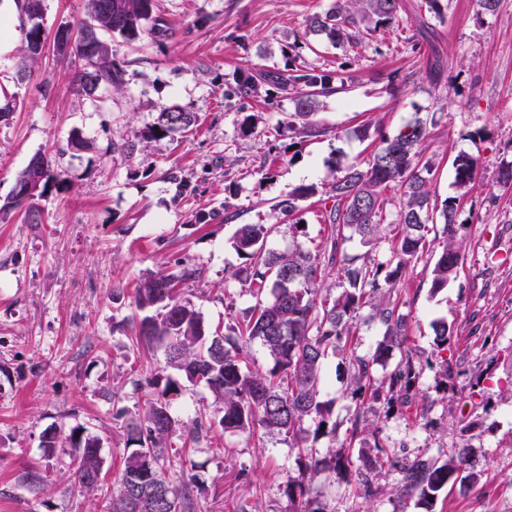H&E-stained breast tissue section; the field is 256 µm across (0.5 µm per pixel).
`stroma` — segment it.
<instances>
[{
  "label": "stroma",
  "instance_id": "obj_1",
  "mask_svg": "<svg viewBox=\"0 0 512 512\" xmlns=\"http://www.w3.org/2000/svg\"><path fill=\"white\" fill-rule=\"evenodd\" d=\"M329 0H158L167 37L111 40L124 69L120 90L74 91L70 74L86 59L60 55L58 28L83 15V0H44L45 43L23 82L14 67L23 40L0 50V203L37 153L61 171L37 205L40 223L15 211L0 219V512H104V496L74 491L69 449L46 455L43 433L85 426L102 441L106 482L118 476L124 423L142 413L165 365L163 349L137 345L133 320L139 283L158 274L182 276L184 298L209 330L243 321L256 303L235 274L243 264L232 245L242 224H268L267 246L293 244L327 256L330 229L318 197L301 203L297 222L275 203L302 184L329 183L362 161L372 146L351 136L371 123L394 136L410 121H427L425 154L435 161L436 201L456 195L453 160L478 158V186L460 203L465 262L456 279L430 292L432 250L411 264L391 295L408 314V346L430 359L415 388L424 405L376 406L375 420L397 457L440 462L468 434L481 476L448 485L434 512H512V184L499 183L512 158V0L485 13L479 0H448L444 20L425 0H403L398 24L344 49L305 40L306 20ZM439 51L442 79L431 84L427 63ZM343 69L352 76L341 93L321 98L312 118L318 134L288 139L295 106L287 97L226 99L237 71L287 67ZM195 113L188 131L148 138L157 112ZM253 115L251 133L241 122ZM136 140L133 155L117 152ZM386 220L377 247L343 244L354 266L388 261L399 227L398 186L384 193ZM191 278H184V271ZM455 327L447 352L437 353L432 323ZM455 373L444 380L441 361ZM324 399L335 435L313 442L318 458L347 446L345 478L317 476L315 496L327 512H424L416 495L401 494L400 472L383 468L377 493L357 487L361 444L349 438L356 401L348 390L344 354L325 364ZM223 404L201 385L182 382L171 404L177 421L167 440L172 481L193 460L199 512H289L280 486L297 471L298 455L278 436L256 440L218 427ZM215 425L191 445L197 412ZM37 484L23 483L27 471Z\"/></svg>",
  "mask_w": 512,
  "mask_h": 512
}]
</instances>
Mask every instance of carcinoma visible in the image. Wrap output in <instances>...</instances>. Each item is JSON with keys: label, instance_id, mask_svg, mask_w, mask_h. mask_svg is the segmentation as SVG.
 Instances as JSON below:
<instances>
[{"label": "carcinoma", "instance_id": "obj_1", "mask_svg": "<svg viewBox=\"0 0 512 512\" xmlns=\"http://www.w3.org/2000/svg\"><path fill=\"white\" fill-rule=\"evenodd\" d=\"M154 0H84L83 17L76 25L74 42L59 47L86 59L91 69L74 72L70 84L84 90L118 89L124 82V70L112 61L110 46L104 36L118 35L134 41L144 32L163 33L153 16ZM403 11L402 0H331L329 7L307 20L306 34L318 37L338 48L357 42L362 32L389 28ZM18 28L26 47L15 64L16 80L26 78L30 64L39 55L32 45L38 31L25 18H18ZM345 81L333 70H283L280 72H241L234 86L224 95L240 100L263 92L293 96L294 116L288 124V137L314 134L312 117L319 106V97L344 89ZM195 114L179 108H163L157 113L149 137L168 136L186 131L194 125ZM369 158L340 171L324 190L326 200L324 221L331 227L328 261L300 245L286 252L265 249L272 232L268 224H242L234 233L233 244L246 259L236 277L257 296L251 314L237 327L239 335L257 340L273 360L268 371L250 370L243 350L218 333L207 331L201 313L182 297L178 283L191 277L157 275L141 282L135 289L136 307L145 315L134 324L136 343L147 348L165 345L166 366L180 372L191 384H202L222 399L223 415L219 425L226 431L256 435H278L305 457L298 474H287L282 482L291 505L289 512H326L312 496L314 476L328 470L342 474L349 458L342 452L330 454L325 462L313 454L311 438L336 433L330 423V403L321 400L324 366L329 356L346 350L353 337L359 310L369 305L373 317L384 327L382 339L371 358L350 356L348 371L352 394L358 409L352 424L351 437L366 434L373 445L361 451V467L357 485L366 496L374 492V477L386 462L399 466L402 489L416 493L431 505L441 490L458 480L476 482L473 450L467 439L449 449L442 462L421 458L401 465L390 460L382 443L381 428L367 417V409L375 404L404 407L414 401L416 379L421 363L407 345L408 321L391 301V294L408 266L424 253L428 235L434 234L440 251L431 269L432 293L448 287L463 267V241L458 237L457 215L460 197L474 188L478 160L465 152L454 159L455 185L460 195L444 201L442 207L432 203L431 183L434 164L423 159L427 138L426 121L418 118L397 135L377 134ZM43 166L42 179L34 184L33 193L25 198L14 194L0 205V213L23 210L37 223L40 211L35 199L40 188L51 180L62 179L52 161L38 154ZM395 184L402 189V201L396 222L400 235L392 248L393 259L387 263L359 268L347 266L339 257L340 245L354 237L361 244L372 246L381 240L383 221L382 193ZM318 192L317 186L301 185L280 199L275 209L289 218L299 212L301 202ZM337 267L348 288L336 298L317 301L326 266ZM435 346L448 350L454 329L448 321L433 323ZM400 359L387 376L377 378L373 366L387 361L394 353ZM157 396L143 413L125 426V453L120 475L108 494V512H134L133 500L144 503L142 512H197V483L193 476L182 475L174 485L165 477L166 441L176 427L170 406L171 397L181 386L170 377H155ZM212 429L205 415L197 416L188 431V439L199 440ZM70 447L80 452L77 464L70 465L74 486L81 494L102 490L103 461L101 439L85 427L71 429L66 437Z\"/></svg>", "mask_w": 512, "mask_h": 512}]
</instances>
